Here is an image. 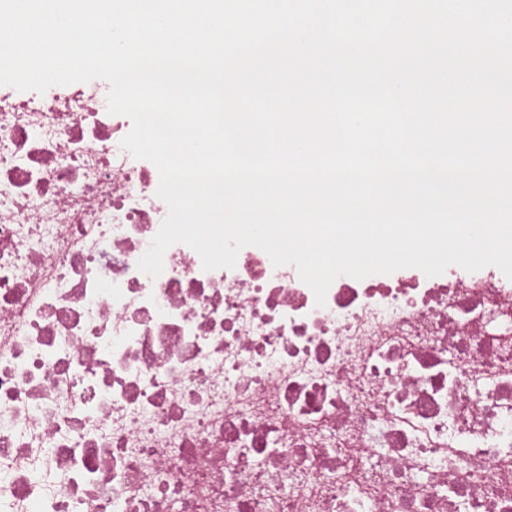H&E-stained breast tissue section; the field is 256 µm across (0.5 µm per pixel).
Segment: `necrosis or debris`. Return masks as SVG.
Segmentation results:
<instances>
[{
    "label": "necrosis or debris",
    "instance_id": "4bbe7bcc",
    "mask_svg": "<svg viewBox=\"0 0 512 512\" xmlns=\"http://www.w3.org/2000/svg\"><path fill=\"white\" fill-rule=\"evenodd\" d=\"M106 81L0 85V512H512V280L172 245Z\"/></svg>",
    "mask_w": 512,
    "mask_h": 512
}]
</instances>
